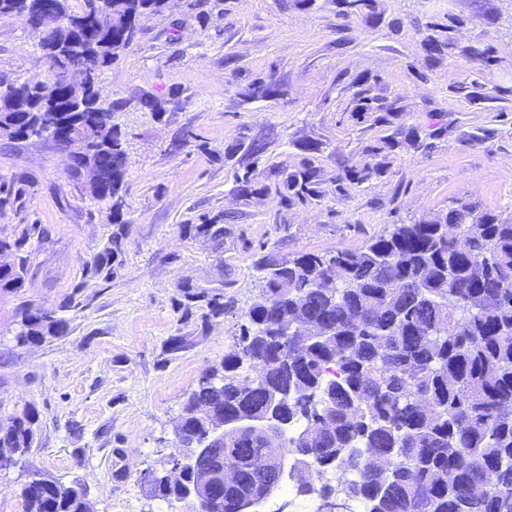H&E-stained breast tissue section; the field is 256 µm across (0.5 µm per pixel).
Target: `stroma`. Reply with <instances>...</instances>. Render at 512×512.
<instances>
[{
	"instance_id": "35a3bbf8",
	"label": "stroma",
	"mask_w": 512,
	"mask_h": 512,
	"mask_svg": "<svg viewBox=\"0 0 512 512\" xmlns=\"http://www.w3.org/2000/svg\"><path fill=\"white\" fill-rule=\"evenodd\" d=\"M189 2L167 0L143 19L138 40L99 75L103 100L131 105L118 118L128 226L111 280L84 274L111 228L109 205L74 186L52 142L0 139V235L28 224L46 232L21 294L0 297V416L26 403L39 411L32 448L0 471V512H23L17 492L38 475L82 486L94 512H179L142 475L178 453L184 402L233 352L260 292L261 255L355 249L458 202L512 219V0H375L358 13L340 0H210L202 20ZM432 23L447 25L451 50L430 66ZM48 68L22 18L0 19V74L25 80ZM260 79L274 96L249 98ZM365 88L379 104L399 102L388 124L354 113ZM149 95L177 103L138 111ZM381 138L396 143L387 171L337 190V175L369 161ZM254 142L263 152L247 154ZM305 157L325 194L284 206L269 185ZM245 169L256 189L248 199L234 190ZM205 223L223 225L221 244L197 235ZM68 295L69 335L11 343L21 301ZM217 295L232 313L210 316Z\"/></svg>"
}]
</instances>
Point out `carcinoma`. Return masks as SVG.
I'll use <instances>...</instances> for the list:
<instances>
[{"instance_id":"1","label":"carcinoma","mask_w":512,"mask_h":512,"mask_svg":"<svg viewBox=\"0 0 512 512\" xmlns=\"http://www.w3.org/2000/svg\"><path fill=\"white\" fill-rule=\"evenodd\" d=\"M58 19L40 27L44 2ZM166 0H0V18L21 17L38 34L53 71L23 82L0 78V138L45 136L70 155L69 177L93 199L112 206L116 229L86 263L85 275L110 279L123 252L127 222L126 140L115 122L124 101L99 98V73L137 40L141 20ZM434 65L448 40L425 39ZM87 74L76 87L68 73ZM361 112L387 121L393 106L361 97ZM168 100L150 96L138 110L159 115ZM386 161L336 178L362 184ZM236 193H256L250 174L234 173ZM321 171L309 160L275 193L291 206L322 197ZM44 237L36 224L0 237V295L25 288V256ZM261 293L244 313L237 350L210 369L183 404L182 433L199 435L209 405L228 431L224 452L209 466L237 468L224 486L225 512L246 494L261 496L262 464L291 457L297 493L322 503L346 491V504L367 512H512V222L461 203L432 221L392 224L355 249L263 256ZM71 298L46 308L16 310L18 346L65 336ZM301 325L283 335L285 323ZM285 416L278 445L262 430L239 431L237 417ZM39 413L27 403L0 426V448L32 447ZM338 472L336 485L322 482ZM178 488L156 474L154 496L173 502ZM23 512H93L86 492L51 479L21 485Z\"/></svg>"}]
</instances>
